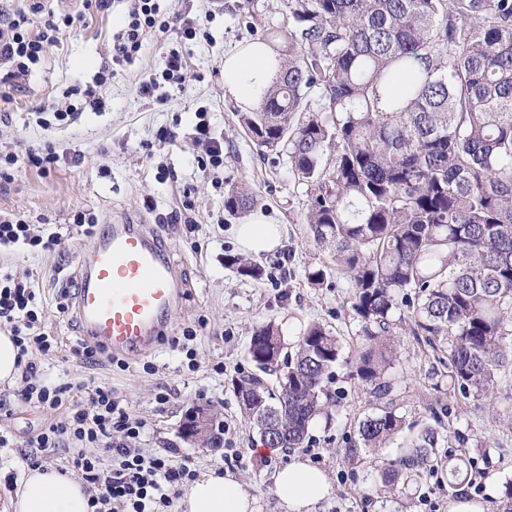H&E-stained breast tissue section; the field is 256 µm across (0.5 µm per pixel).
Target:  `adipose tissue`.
I'll use <instances>...</instances> for the list:
<instances>
[{"label":"adipose tissue","mask_w":512,"mask_h":512,"mask_svg":"<svg viewBox=\"0 0 512 512\" xmlns=\"http://www.w3.org/2000/svg\"><path fill=\"white\" fill-rule=\"evenodd\" d=\"M278 54L261 41L239 45L224 57V95L239 105L258 106L278 74ZM243 250L270 253L280 247L281 225L269 223L262 213L250 215L236 229ZM274 492L285 512H314L316 504L330 496L333 486L325 472L300 456L274 476ZM14 512H89L83 481L53 468L27 469L11 500ZM181 512H254L246 488L216 470L203 472L183 487Z\"/></svg>","instance_id":"adipose-tissue-1"}]
</instances>
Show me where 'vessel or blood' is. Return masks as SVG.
<instances>
[{
  "label": "vessel or blood",
  "mask_w": 512,
  "mask_h": 512,
  "mask_svg": "<svg viewBox=\"0 0 512 512\" xmlns=\"http://www.w3.org/2000/svg\"><path fill=\"white\" fill-rule=\"evenodd\" d=\"M184 282L153 231L130 217L105 225L80 261L73 306L83 336L110 353L153 349Z\"/></svg>",
  "instance_id": "obj_1"
}]
</instances>
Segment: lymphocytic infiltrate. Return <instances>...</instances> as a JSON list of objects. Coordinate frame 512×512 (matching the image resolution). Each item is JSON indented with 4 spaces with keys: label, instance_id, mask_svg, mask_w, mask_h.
<instances>
[{
    "label": "lymphocytic infiltrate",
    "instance_id": "1",
    "mask_svg": "<svg viewBox=\"0 0 512 512\" xmlns=\"http://www.w3.org/2000/svg\"><path fill=\"white\" fill-rule=\"evenodd\" d=\"M28 14L20 12L0 22V63L8 66L0 79L7 83L28 76L74 23L73 15L66 14L45 20L34 32ZM170 28L157 0H131L127 26L112 46L113 63L134 62L149 34ZM60 243V233L42 234L24 217H0V249L26 245L51 253ZM0 327L10 333L26 359L22 401L51 416L49 426L29 440L23 462L36 467L38 450L72 448L68 465L86 485L91 512H172L181 486L196 476L190 459L176 458L166 449L142 448L144 422L129 413L111 387L93 386L81 400L71 384L51 386L43 380L40 367L28 356L53 354L62 341L47 331L31 283L9 273H0Z\"/></svg>",
    "mask_w": 512,
    "mask_h": 512
}]
</instances>
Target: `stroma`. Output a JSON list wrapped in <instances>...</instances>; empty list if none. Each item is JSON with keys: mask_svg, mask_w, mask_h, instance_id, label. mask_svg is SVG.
<instances>
[{"mask_svg": "<svg viewBox=\"0 0 512 512\" xmlns=\"http://www.w3.org/2000/svg\"><path fill=\"white\" fill-rule=\"evenodd\" d=\"M56 15L84 14L85 20L69 29L60 45L19 80L9 101H0V152L24 154L52 147L57 161L48 173L22 167L10 178H0V215H19L33 224L48 225L64 239L58 255L26 250L0 253V268L30 280L46 326L63 341L52 356L40 357L45 377L53 384L111 386L129 412L143 419L147 450L176 449L190 457L196 471L213 466L243 484L254 502V512H283L273 492V475L287 463L289 450L256 454L257 437L241 416L231 381L253 370L247 348L255 327L274 322L286 342H295L304 325L323 324L353 349L361 326L352 311L351 284L336 270L329 254L313 241L302 222L306 187L291 171L285 151L259 147L239 121V107L224 96V55L246 41L264 39L274 32L273 43L283 46L293 28L287 0H159L163 13L190 20L202 28L195 39L176 32L146 37L133 64L112 62V44L127 19L128 0H111L109 10L85 13L83 0H45ZM187 61L185 78L163 83L159 99L141 96L139 84L170 50ZM111 73L100 87L104 105L84 108L70 124L40 126L35 108L49 100H62L72 88L93 85L102 69ZM206 118L212 137L224 147V165L212 173L201 166L204 150L196 141L199 118ZM241 185L254 196V207L271 223L283 225L285 239L278 250L256 255L265 274L254 280L239 276L224 264L228 254H239L235 228L246 215L224 207L227 186ZM190 209H183V200ZM93 214L99 224L119 216L144 221L166 244L170 260L181 271L185 291L178 313L154 351L126 357L125 368L107 362L83 364L71 347L82 339L72 315L56 307L64 287L76 283L83 254L93 251L96 235L74 227L75 214ZM324 269L320 287L307 280L310 270ZM397 357L389 375L394 380L399 412L410 424L430 419L427 402L437 396L451 409L443 430L440 461L421 476L402 478L398 493L383 491L376 482L380 467L400 452L399 441L373 451L346 453V437L360 420L371 414L369 388L354 377V363L335 370V387L347 394L340 417L331 425L317 423L310 432L318 452L317 466L334 486V493L316 512H446L449 499L478 493L448 484L450 467L481 476L482 499L492 512H502V491L512 480V400L504 395L512 380L500 378V397L494 407L478 408L450 387H437L434 353L425 341L412 336L405 322L406 309H398ZM197 332L198 372L182 365L183 355L173 345L184 330ZM223 363V373L213 366ZM153 364L146 372L145 364ZM166 395L158 404V395ZM210 401L224 423L225 440L241 448L239 460L228 463L223 450L201 448L185 439L181 425L186 411ZM46 411L14 399L0 411V431L14 445L0 449V512H12L14 495L5 477L21 474L20 460L27 441L43 431ZM486 444L479 452L478 444Z\"/></svg>", "mask_w": 512, "mask_h": 512, "instance_id": "obj_1", "label": "stroma"}]
</instances>
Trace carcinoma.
<instances>
[{"label":"carcinoma","mask_w":512,"mask_h":512,"mask_svg":"<svg viewBox=\"0 0 512 512\" xmlns=\"http://www.w3.org/2000/svg\"><path fill=\"white\" fill-rule=\"evenodd\" d=\"M288 11L297 26L279 79L241 120L258 146L288 152L304 223L351 282L355 372L373 412L348 444L383 448L407 427L387 378L400 306L463 398L492 403L498 375L512 376V0H288ZM403 71L413 82L392 96ZM252 201L234 185L224 207ZM224 265L263 275L236 255ZM342 351L319 323L292 351L274 324L254 329L255 372L232 385L259 439L301 448L315 421L340 414L345 391L328 383ZM428 407L435 425L407 427L404 454L378 471L389 492L441 447L448 407Z\"/></svg>","instance_id":"1"}]
</instances>
